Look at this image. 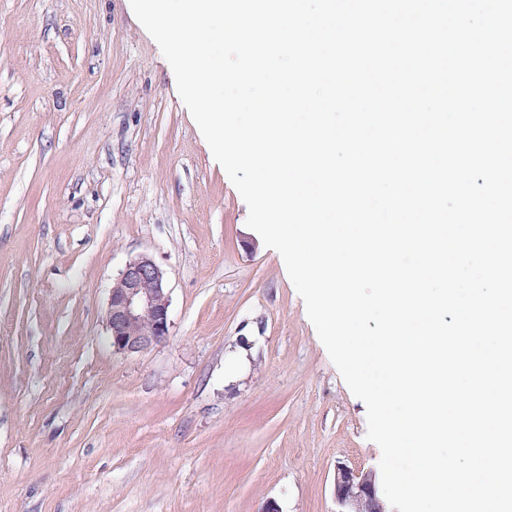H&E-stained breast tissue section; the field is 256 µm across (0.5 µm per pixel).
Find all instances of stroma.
<instances>
[{
  "label": "stroma",
  "mask_w": 512,
  "mask_h": 512,
  "mask_svg": "<svg viewBox=\"0 0 512 512\" xmlns=\"http://www.w3.org/2000/svg\"><path fill=\"white\" fill-rule=\"evenodd\" d=\"M128 0H0V512H336L367 412ZM151 255L169 334L113 353ZM170 296L166 277L144 253L126 263L110 290L107 330L116 354L144 352L169 334Z\"/></svg>",
  "instance_id": "stroma-1"
}]
</instances>
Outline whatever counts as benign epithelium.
Masks as SVG:
<instances>
[{"instance_id":"obj_1","label":"benign epithelium","mask_w":512,"mask_h":512,"mask_svg":"<svg viewBox=\"0 0 512 512\" xmlns=\"http://www.w3.org/2000/svg\"><path fill=\"white\" fill-rule=\"evenodd\" d=\"M170 296L166 277L144 253L126 263L110 290L107 330L116 354L144 352L169 334ZM337 512H373L375 476L340 464L335 473Z\"/></svg>"}]
</instances>
